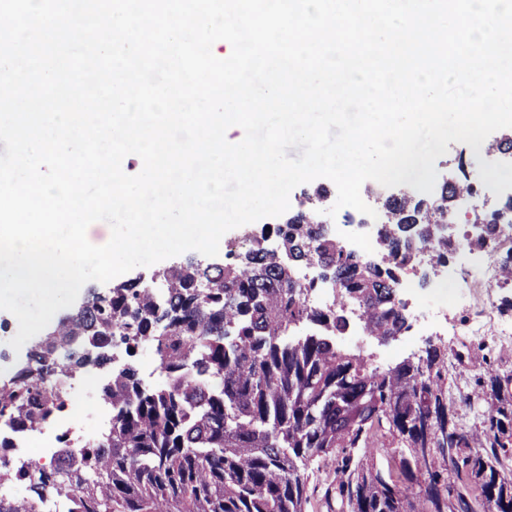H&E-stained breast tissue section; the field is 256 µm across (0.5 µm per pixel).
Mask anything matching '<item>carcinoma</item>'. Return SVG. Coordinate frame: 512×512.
<instances>
[{
  "label": "carcinoma",
  "mask_w": 512,
  "mask_h": 512,
  "mask_svg": "<svg viewBox=\"0 0 512 512\" xmlns=\"http://www.w3.org/2000/svg\"><path fill=\"white\" fill-rule=\"evenodd\" d=\"M473 183H446L427 204L383 203L377 256L345 253L318 222L323 194L274 226L282 250L254 236L222 265L189 259L161 270L163 297L137 283L93 291L66 323L33 343L27 362L0 377V426L35 432L67 408L68 384L90 364L112 367L100 389L110 427L80 444L64 433L50 464L0 460V512H306L309 468L331 466L325 500L336 512H512V375L491 359L472 398L487 405L481 431L458 427L448 402V354L381 368L336 343L345 311L386 342L408 328L396 295L410 253L430 249L426 270L454 257L458 238L435 236L453 199ZM477 217L474 249L496 245L501 212ZM303 265L317 280L295 277ZM337 290L330 307L307 297ZM151 347L162 381L144 384L133 360ZM401 445L395 467L367 453L382 438Z\"/></svg>",
  "instance_id": "obj_1"
}]
</instances>
